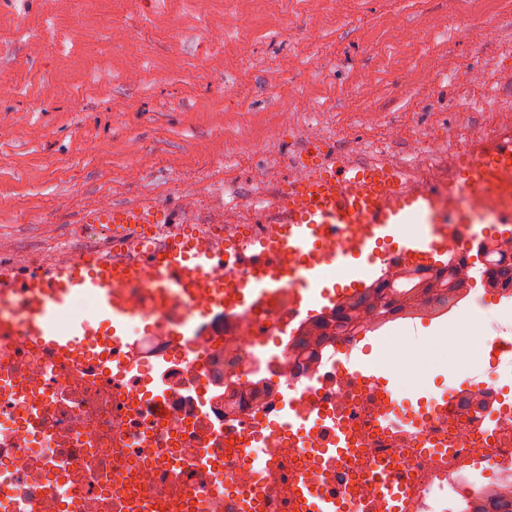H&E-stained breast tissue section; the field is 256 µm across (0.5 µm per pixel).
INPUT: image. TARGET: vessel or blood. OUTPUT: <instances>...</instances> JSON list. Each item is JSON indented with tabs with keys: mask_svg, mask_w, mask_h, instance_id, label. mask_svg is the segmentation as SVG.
I'll return each instance as SVG.
<instances>
[{
	"mask_svg": "<svg viewBox=\"0 0 512 512\" xmlns=\"http://www.w3.org/2000/svg\"><path fill=\"white\" fill-rule=\"evenodd\" d=\"M308 162L269 197L251 207L248 236L216 225L190 229L172 220L151 195L125 205H92L79 222L105 227L116 243L112 255L88 250L75 257L20 269L0 263V299L27 297L26 334L38 346L89 363L98 337H110L115 352L127 344L121 333L134 317L124 286L146 279L148 306L166 304L180 290L189 309L196 291L212 287L210 308L226 313L240 304L258 319L283 310L282 326L302 312L306 291L320 287L319 266L351 268L364 262L380 269L410 259L447 255L449 246L480 241V225L512 229V113H504L492 136L457 148L441 176L418 174L389 158L359 161L323 141L307 149ZM361 231L353 243H333L350 225ZM224 279L212 283L216 268ZM95 301L93 317L69 318L76 297ZM405 468L395 464L380 478L391 512H400ZM298 492L310 512H370L359 496L316 489Z\"/></svg>",
	"mask_w": 512,
	"mask_h": 512,
	"instance_id": "b4317fda",
	"label": "vessel or blood"
}]
</instances>
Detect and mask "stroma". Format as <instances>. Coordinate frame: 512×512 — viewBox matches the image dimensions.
Returning a JSON list of instances; mask_svg holds the SVG:
<instances>
[{
    "label": "stroma",
    "instance_id": "35a3bbf8",
    "mask_svg": "<svg viewBox=\"0 0 512 512\" xmlns=\"http://www.w3.org/2000/svg\"><path fill=\"white\" fill-rule=\"evenodd\" d=\"M492 102L512 108V0H0V252L106 248L82 210L144 194L197 221L234 198L246 220L319 138L419 170L490 133ZM471 306L360 345L425 356L407 398L460 386L457 357L427 349Z\"/></svg>",
    "mask_w": 512,
    "mask_h": 512
}]
</instances>
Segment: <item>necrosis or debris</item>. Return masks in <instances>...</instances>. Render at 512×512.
<instances>
[{"instance_id": "1", "label": "necrosis or debris", "mask_w": 512, "mask_h": 512, "mask_svg": "<svg viewBox=\"0 0 512 512\" xmlns=\"http://www.w3.org/2000/svg\"><path fill=\"white\" fill-rule=\"evenodd\" d=\"M23 298L0 302L12 335H0V512H143L177 503L180 512H232V501L259 494L262 512H295L292 480L304 476L351 494H372L378 460L372 443L388 430L363 409L353 372L336 352L306 361L298 375L287 337L258 335L250 318L212 311L207 317L167 307L145 317L133 368L109 361L108 372L73 371L65 357L23 334ZM179 318L181 335L165 332ZM500 361L484 380L435 418L446 441L426 453L414 428L392 431L395 459L406 467L402 512H445L454 478L481 466L499 470L512 490V388ZM300 405L324 403L341 413L361 446L322 461L307 447L315 430L296 432L276 408L280 393ZM498 418L480 420L488 405ZM274 442L278 477L245 464L240 448Z\"/></svg>"}]
</instances>
